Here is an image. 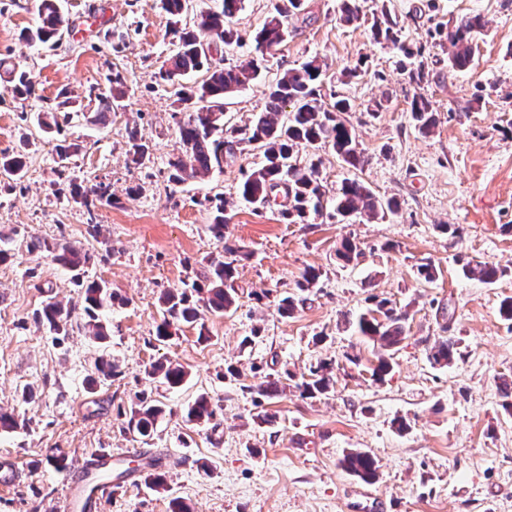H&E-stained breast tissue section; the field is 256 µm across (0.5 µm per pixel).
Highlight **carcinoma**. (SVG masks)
Segmentation results:
<instances>
[{
  "instance_id": "1",
  "label": "carcinoma",
  "mask_w": 512,
  "mask_h": 512,
  "mask_svg": "<svg viewBox=\"0 0 512 512\" xmlns=\"http://www.w3.org/2000/svg\"><path fill=\"white\" fill-rule=\"evenodd\" d=\"M218 5L196 15L193 25H181L183 13L188 9V0H163L164 9L171 17V29L176 49L162 62L160 79L173 87L177 101L183 105V119L177 122L176 135L180 145L178 155L168 161L169 181L181 185L212 172H221L224 167L236 163L245 151H256L261 155L260 165L246 175L240 187L241 197L251 203L266 205L283 192L285 208L282 218L291 224H306L310 216H320L332 208L334 215L346 218L353 214H364L370 218L395 213L398 203L392 198L376 195L362 181L353 178L342 182L333 200L325 197L319 179V160H310L303 165L299 151L307 147L324 145L329 147L349 167L358 169L367 159L358 147L355 134L341 120V115L350 111L346 98L337 99L326 107L320 99L317 84L324 75V63L313 56L300 67L285 71L275 78L265 92V111L253 116L244 125H226L224 121V99L240 88L256 80L261 72L264 52L288 39V17L302 11L304 0H281L263 26L253 35L255 54L235 63H225L214 57L211 45L222 44L229 48L238 46L242 36L233 27V18L242 9L244 0H217ZM338 20L347 25L358 24L363 15L355 0H342ZM74 27V21L64 14L58 0H37L36 22L21 32V38L34 44L57 43L62 35ZM484 28L477 16L469 17L448 29L446 38L450 45L448 65L463 69L473 60V42ZM374 41L399 48L406 58L423 55L422 47L415 49L401 43L397 18L385 8L381 17L371 26ZM202 73L201 79L191 85L182 83V78ZM10 90L18 96H30L35 92L31 77L25 72H11ZM122 92L101 93L96 96L97 110L94 122L106 124L112 113L121 107ZM73 103L64 94L59 95L51 114H37V125L49 132L60 129L70 120ZM410 112L415 127L422 134L435 125V110L432 102L422 94L413 96ZM132 162L142 166L148 159V146L142 143L135 130L130 131ZM27 161L23 153L0 155V186L14 188L26 173ZM110 185L99 182L86 189L82 199L87 211L96 203L110 200ZM214 217L209 224L213 235L224 237V212L226 202L221 196L210 200ZM29 252L46 251L54 260L72 271H79L91 261L92 255L69 243L50 242L36 236L25 240ZM229 260L211 262L203 274L189 289L165 292L159 299L160 322L155 328L158 341H166L182 325H193L200 320V309L217 315L234 312L238 308L237 292L232 287L235 278V259L239 249L224 245ZM359 255L358 246L348 238L340 241L336 257L351 262ZM463 274L486 283H493L505 271L486 262H468L462 267ZM83 310L88 321L80 325L74 322L72 310L48 298L37 313L40 323L55 336H68L78 328L96 340H103L111 330L98 318L97 311L110 307L116 300L111 288L104 282L92 281L81 295ZM357 335L367 342L377 344L383 353L377 357L371 376L384 381L393 370L392 351L407 337L406 315L398 312L388 299L376 301L375 308L360 313L348 320ZM457 355V343L445 338L431 351L430 360L437 366H447ZM332 362L321 360L309 368V373L295 383L302 396L315 398L324 395L333 387L330 376ZM151 375L160 378L171 387L182 384L187 372L179 364H160L152 367ZM163 408L141 401L139 408L132 410L129 422L133 431L146 439L152 436ZM214 417L210 401L198 397L187 410L190 422L206 423ZM342 467L363 479H374L377 463L367 452L353 449L347 452Z\"/></svg>"
}]
</instances>
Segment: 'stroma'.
I'll return each mask as SVG.
<instances>
[{"label":"stroma","instance_id":"1","mask_svg":"<svg viewBox=\"0 0 512 512\" xmlns=\"http://www.w3.org/2000/svg\"><path fill=\"white\" fill-rule=\"evenodd\" d=\"M275 2L244 0L233 20L244 42L226 52L227 61L252 52L251 37ZM360 3L366 21L356 28L337 23L340 0H305L306 15L289 18L291 34L268 53L260 77L224 102L229 124L247 123L263 110L267 84L314 55L327 65L322 101H352L344 119L369 162L356 170L320 149L321 183L331 196L344 179H360L395 198L399 210L371 222L325 214L291 224L278 204L240 197L253 153L202 180L169 182L181 112L158 77L172 48L161 0H61L75 27L52 46L20 37L35 22V0H0V152L27 157L24 181L0 190V229L88 250L85 280L105 281L120 297L101 314L111 327L105 342L79 331L52 336L36 319L47 297L85 319L71 272L19 240L14 258L0 264V410L25 422L0 432V462L19 468L14 485L0 488V512H53L84 459L111 451L117 473L127 449L141 446L169 456L163 487L144 479L118 491L104 485L98 512H171L176 499L191 512H363L364 483L340 464L352 449L376 460L371 487L386 512H512V415L499 388L501 376L512 377V321L499 314L512 296V0H387L403 38L424 48L418 85L400 70L396 51L372 39L375 0ZM473 16L484 24L473 61L450 68L449 44L438 32ZM105 17L110 25H102ZM110 28L125 34V45L113 48ZM10 68L33 77L31 97L9 91ZM116 74L123 107L107 125L91 124L93 96L109 92ZM62 92L78 113L44 133L36 115ZM417 92L436 112L427 136L411 117ZM133 128L149 148L139 167L127 161ZM63 139L79 150L62 173L55 144ZM99 181L110 184L112 198L90 213L74 189ZM218 194L229 202L220 239L208 228L209 200ZM448 224L456 233L445 232ZM344 237L361 249L349 263L336 257ZM228 244L245 252L234 280L237 310L205 315L202 326L156 341L161 292L191 283ZM472 260L505 274L492 283L468 279L462 266ZM428 261L440 269L430 282L416 275ZM308 267L321 273L309 301L279 315L281 295ZM374 296L409 313L407 337L382 382L371 377L372 344L344 323ZM446 336L458 355L439 367L429 354ZM353 354L358 363H350ZM101 357L114 366L105 380L95 370ZM323 359L335 362L328 394L305 399L291 387L271 399L258 394L271 372L299 376ZM168 360L187 372L180 387L148 374ZM230 364L238 379L225 378ZM202 395L213 419L186 421L188 405ZM143 398L164 409L145 442L127 426ZM57 456L64 468L50 465Z\"/></svg>","mask_w":512,"mask_h":512}]
</instances>
